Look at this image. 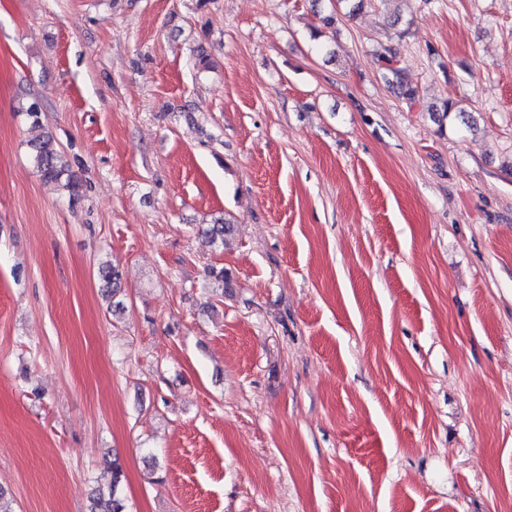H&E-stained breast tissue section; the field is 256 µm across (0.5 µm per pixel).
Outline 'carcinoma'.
<instances>
[{
    "label": "carcinoma",
    "instance_id": "obj_1",
    "mask_svg": "<svg viewBox=\"0 0 512 512\" xmlns=\"http://www.w3.org/2000/svg\"><path fill=\"white\" fill-rule=\"evenodd\" d=\"M383 63V78L402 99L411 106L417 104L418 91L409 82L405 69L399 64L398 52L394 47L385 49L380 55ZM31 119L30 130L33 137L29 140L32 158L37 172L47 183L55 184L70 202L77 201L79 197V183L71 172L69 164L57 147L53 136L44 130L39 120V109L33 103L27 110ZM99 274L106 288L117 291L120 288V272L115 266H106L99 270ZM124 472L117 461H112L111 474L106 489H97L92 497L91 512H125L122 498V485Z\"/></svg>",
    "mask_w": 512,
    "mask_h": 512
}]
</instances>
